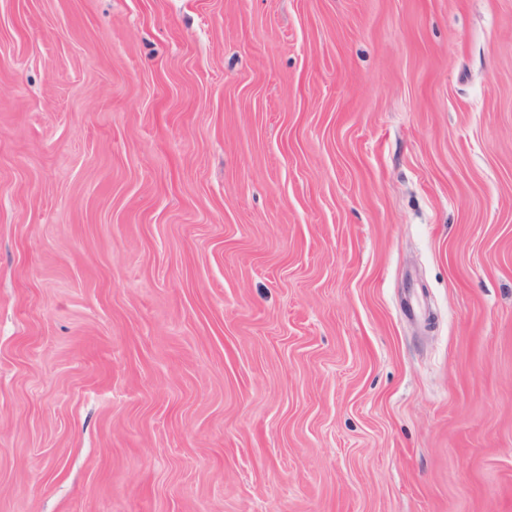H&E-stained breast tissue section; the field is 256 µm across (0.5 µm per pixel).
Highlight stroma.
<instances>
[{
    "label": "stroma",
    "mask_w": 512,
    "mask_h": 512,
    "mask_svg": "<svg viewBox=\"0 0 512 512\" xmlns=\"http://www.w3.org/2000/svg\"><path fill=\"white\" fill-rule=\"evenodd\" d=\"M0 512H512V0H0Z\"/></svg>",
    "instance_id": "35a3bbf8"
}]
</instances>
